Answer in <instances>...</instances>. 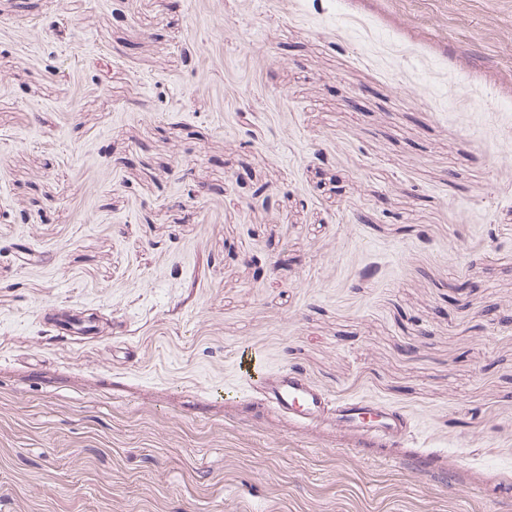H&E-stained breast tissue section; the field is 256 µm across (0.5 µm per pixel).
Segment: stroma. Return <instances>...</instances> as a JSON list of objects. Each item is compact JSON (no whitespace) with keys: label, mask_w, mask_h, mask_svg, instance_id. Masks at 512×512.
<instances>
[{"label":"stroma","mask_w":512,"mask_h":512,"mask_svg":"<svg viewBox=\"0 0 512 512\" xmlns=\"http://www.w3.org/2000/svg\"><path fill=\"white\" fill-rule=\"evenodd\" d=\"M0 512H512V0H0ZM268 401L299 422L310 425L320 419L325 398L302 374L288 370L271 383ZM343 412L336 424L360 435L391 439L402 435L407 428L405 417L376 411L366 400L350 402Z\"/></svg>","instance_id":"35a3bbf8"}]
</instances>
